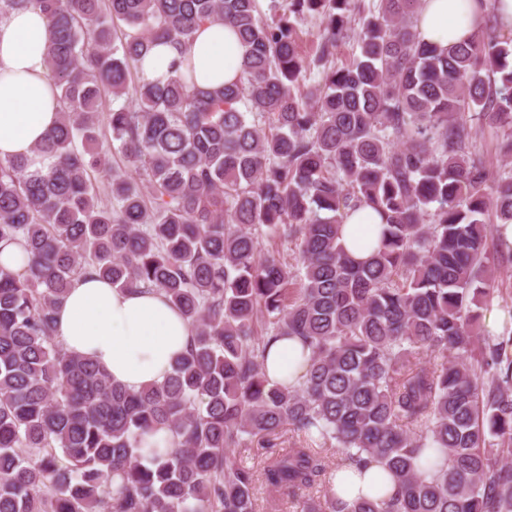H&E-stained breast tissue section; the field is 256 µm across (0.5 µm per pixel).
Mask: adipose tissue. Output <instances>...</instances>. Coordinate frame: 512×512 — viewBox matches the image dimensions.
<instances>
[{
    "label": "adipose tissue",
    "mask_w": 512,
    "mask_h": 512,
    "mask_svg": "<svg viewBox=\"0 0 512 512\" xmlns=\"http://www.w3.org/2000/svg\"><path fill=\"white\" fill-rule=\"evenodd\" d=\"M481 12L479 0H422L417 31L421 40L447 48L470 37ZM49 26L36 8L0 19V159H27L40 167L36 145L60 119L56 92L48 78ZM245 48L226 25L199 28L183 55L182 71L195 83L215 89L238 79ZM380 217L365 208L351 214L343 241L355 258L367 259L378 240ZM369 235L370 245L360 243ZM56 334L72 354L91 357L113 382L131 390L165 380L185 352L193 329L166 297L157 291L129 293L95 277L77 279L57 309ZM305 358L297 339L271 346L265 372L281 382L303 373ZM378 468L340 469L335 489L351 501L373 495L377 484H391Z\"/></svg>",
    "instance_id": "1"
}]
</instances>
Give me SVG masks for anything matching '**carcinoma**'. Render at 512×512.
Instances as JSON below:
<instances>
[{"label":"carcinoma","mask_w":512,"mask_h":512,"mask_svg":"<svg viewBox=\"0 0 512 512\" xmlns=\"http://www.w3.org/2000/svg\"><path fill=\"white\" fill-rule=\"evenodd\" d=\"M421 0H0L50 23L59 124L44 169L0 160V512H512V336H482L476 307L512 246V171L470 150L473 121L512 159V43L494 3L469 40H421ZM363 13L359 53L329 67ZM321 20L314 56L299 21ZM233 27L242 77L199 89L132 77L154 46L203 24ZM319 78L312 82L313 70ZM135 96L102 112L103 98ZM116 151L138 174L97 167ZM382 220L365 261L343 243L349 212ZM294 245V262L263 249ZM155 288L192 325L159 385L129 392L68 353L55 313L73 281ZM309 351L294 385L264 373L270 341ZM453 359L428 366L419 351ZM170 434L166 448L145 437ZM298 446L273 447L287 431ZM258 440L259 468L230 455ZM393 487L347 502L329 455ZM278 496L257 509L258 478ZM27 253L21 244L0 243V266L19 271L26 265Z\"/></svg>","instance_id":"carcinoma-1"}]
</instances>
